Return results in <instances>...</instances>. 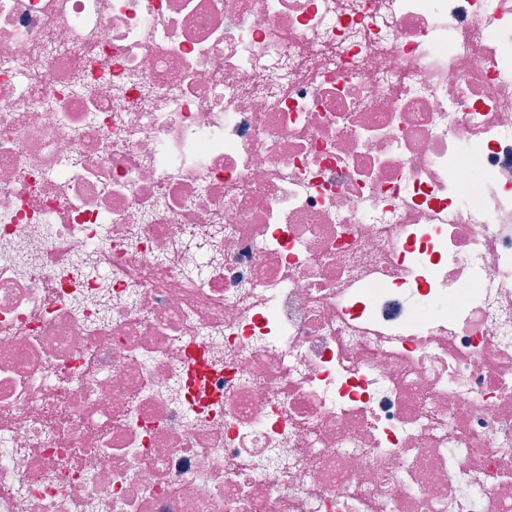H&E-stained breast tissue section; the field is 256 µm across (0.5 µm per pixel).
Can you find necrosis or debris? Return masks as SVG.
I'll list each match as a JSON object with an SVG mask.
<instances>
[{
    "instance_id": "4bbe7bcc",
    "label": "necrosis or debris",
    "mask_w": 512,
    "mask_h": 512,
    "mask_svg": "<svg viewBox=\"0 0 512 512\" xmlns=\"http://www.w3.org/2000/svg\"><path fill=\"white\" fill-rule=\"evenodd\" d=\"M0 512H512V0H0Z\"/></svg>"
}]
</instances>
